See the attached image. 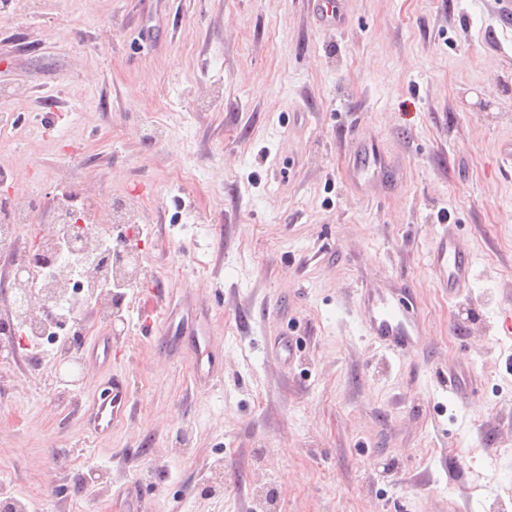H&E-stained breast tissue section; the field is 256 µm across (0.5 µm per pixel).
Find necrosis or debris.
Instances as JSON below:
<instances>
[{"mask_svg":"<svg viewBox=\"0 0 512 512\" xmlns=\"http://www.w3.org/2000/svg\"><path fill=\"white\" fill-rule=\"evenodd\" d=\"M55 207L59 220L54 224L40 223L27 198L12 199L0 211V247L20 243L43 257L32 275L16 283V304L0 324L19 332L25 345L38 346L57 362L76 357L72 339L96 332L98 324L111 323L112 310L105 307L102 294L138 279L140 244L134 224L123 223L116 231L98 224L92 202L79 191L57 197ZM116 250L125 254L121 264L96 263L97 255ZM32 294L51 296L50 315L37 319L30 315L25 299ZM86 309L99 312V323L84 321L81 313Z\"/></svg>","mask_w":512,"mask_h":512,"instance_id":"obj_1","label":"necrosis or debris"}]
</instances>
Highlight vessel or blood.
I'll use <instances>...</instances> for the list:
<instances>
[{
  "instance_id": "obj_1",
  "label": "vessel or blood",
  "mask_w": 512,
  "mask_h": 512,
  "mask_svg": "<svg viewBox=\"0 0 512 512\" xmlns=\"http://www.w3.org/2000/svg\"><path fill=\"white\" fill-rule=\"evenodd\" d=\"M312 9L322 28L334 30L344 22L343 0H311ZM350 139L354 150L349 160V175L353 180H366L378 188H388L397 182V174L386 153L372 139L364 138L360 129H352ZM435 267L440 283L449 296H457L471 285L475 256L469 244L458 234L441 235L435 247ZM363 316L371 336L396 353L414 350L419 343L418 325L409 301L404 296L384 293L363 297ZM88 363L101 367L112 364V338L99 336L88 350ZM130 382L121 372L112 373L106 381L103 395L93 399L89 408V429L100 436L111 433L127 417Z\"/></svg>"
}]
</instances>
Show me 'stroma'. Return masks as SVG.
Segmentation results:
<instances>
[{"mask_svg":"<svg viewBox=\"0 0 512 512\" xmlns=\"http://www.w3.org/2000/svg\"><path fill=\"white\" fill-rule=\"evenodd\" d=\"M504 2L345 0L346 28L325 32L310 0H0V97L26 100L0 122L5 190L43 224L69 187L105 224L135 207L149 269L116 291L132 408L111 434L85 420L102 371L68 391L49 359H0V484L51 480L40 512H117L131 483L147 512H512ZM353 123L400 188L358 197ZM451 224L477 274L454 300L432 267ZM361 288L410 291L417 349L368 336ZM195 310L223 363L209 382L190 338L171 359L157 345Z\"/></svg>","mask_w":512,"mask_h":512,"instance_id":"obj_1","label":"stroma"}]
</instances>
